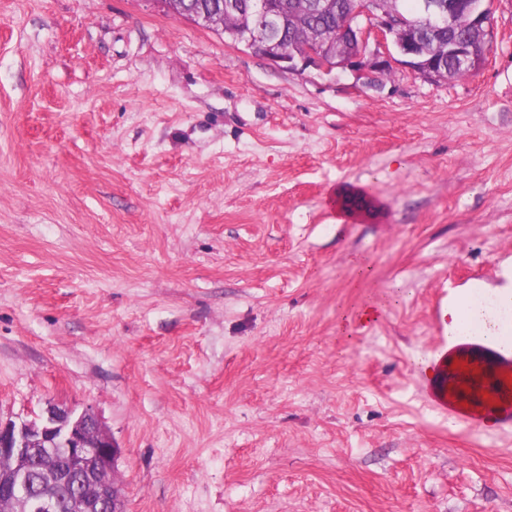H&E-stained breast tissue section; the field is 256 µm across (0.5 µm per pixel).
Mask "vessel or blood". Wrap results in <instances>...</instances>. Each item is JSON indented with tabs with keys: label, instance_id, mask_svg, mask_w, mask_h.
<instances>
[{
	"label": "vessel or blood",
	"instance_id": "obj_1",
	"mask_svg": "<svg viewBox=\"0 0 512 512\" xmlns=\"http://www.w3.org/2000/svg\"><path fill=\"white\" fill-rule=\"evenodd\" d=\"M503 351L500 344L481 345L470 358L454 363V391L448 400L440 401V408L473 423L494 415L511 425L512 379L494 369L495 362L503 360Z\"/></svg>",
	"mask_w": 512,
	"mask_h": 512
}]
</instances>
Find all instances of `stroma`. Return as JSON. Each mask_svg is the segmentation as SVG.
I'll list each match as a JSON object with an SVG mask.
<instances>
[{
  "label": "stroma",
  "mask_w": 512,
  "mask_h": 512,
  "mask_svg": "<svg viewBox=\"0 0 512 512\" xmlns=\"http://www.w3.org/2000/svg\"><path fill=\"white\" fill-rule=\"evenodd\" d=\"M493 11L477 72L370 89L150 0H0V418L93 405L126 512H512V426L418 367L512 270ZM361 196L364 197L363 201L355 204L348 202L353 198L357 200ZM329 202L336 207L337 214L342 217L339 222L341 224L345 221L356 222L358 219L368 216L375 209V204L370 198L365 197L360 190L345 185L336 186L330 195Z\"/></svg>",
  "instance_id": "35a3bbf8"
}]
</instances>
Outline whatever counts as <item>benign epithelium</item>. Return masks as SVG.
I'll use <instances>...</instances> for the list:
<instances>
[{
	"label": "benign epithelium",
	"mask_w": 512,
	"mask_h": 512,
	"mask_svg": "<svg viewBox=\"0 0 512 512\" xmlns=\"http://www.w3.org/2000/svg\"><path fill=\"white\" fill-rule=\"evenodd\" d=\"M153 2L199 26L228 33L236 43L261 49L264 57L280 67L313 68L325 75L334 69L349 70L378 79L393 69L400 56L422 78L439 81L448 60L474 72L483 61L468 40L451 39L445 48L432 52L424 33L451 30L459 18L466 17L482 45L487 47L495 39L493 0H419L413 14L397 7L383 11L377 0H350L339 35L351 50L336 53L331 67L323 62L320 40L302 49L288 45L271 0ZM116 454L112 437L89 405L78 411L49 402L34 421L0 419V504L6 512H57V488L76 478L79 488L67 501V512H125ZM35 472L40 491L30 494Z\"/></svg>",
	"instance_id": "1"
}]
</instances>
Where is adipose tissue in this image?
Segmentation results:
<instances>
[{"instance_id": "ef3b65f1", "label": "adipose tissue", "mask_w": 512, "mask_h": 512, "mask_svg": "<svg viewBox=\"0 0 512 512\" xmlns=\"http://www.w3.org/2000/svg\"><path fill=\"white\" fill-rule=\"evenodd\" d=\"M509 301H512V289L506 287L487 291L485 300L478 303L463 292L449 305L445 324L449 332L447 347L429 354L419 363L432 395L440 398L447 395L451 360L472 354L470 323H480L482 342H504L508 329L512 328V316L503 309Z\"/></svg>"}]
</instances>
